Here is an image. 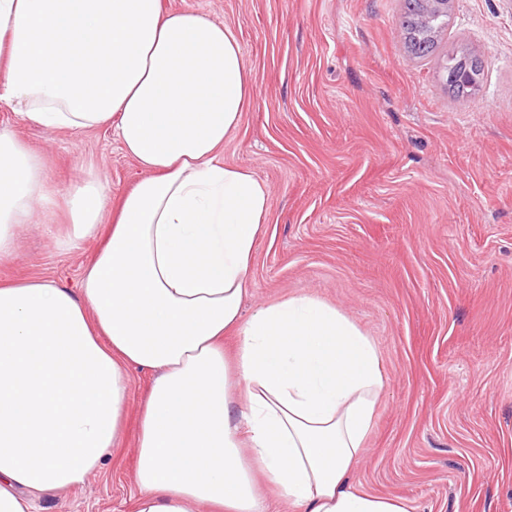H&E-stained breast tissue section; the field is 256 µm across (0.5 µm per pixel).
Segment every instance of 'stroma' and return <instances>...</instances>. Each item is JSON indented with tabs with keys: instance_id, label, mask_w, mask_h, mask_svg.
Segmentation results:
<instances>
[{
	"instance_id": "stroma-1",
	"label": "stroma",
	"mask_w": 512,
	"mask_h": 512,
	"mask_svg": "<svg viewBox=\"0 0 512 512\" xmlns=\"http://www.w3.org/2000/svg\"><path fill=\"white\" fill-rule=\"evenodd\" d=\"M230 26L255 84L223 159L271 190L245 312L310 293L379 350L388 390L353 480L411 512H512V0H455L439 54L401 46V0H162ZM486 61L471 99L449 97V49ZM63 190L86 168L113 200L144 176L108 128L50 132L0 106ZM38 211L0 281L78 292L98 248L58 251ZM121 440L101 471L36 512H130L139 407L132 368Z\"/></svg>"
}]
</instances>
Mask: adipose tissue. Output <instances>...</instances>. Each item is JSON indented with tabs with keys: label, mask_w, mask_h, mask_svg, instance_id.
Returning <instances> with one entry per match:
<instances>
[{
	"label": "adipose tissue",
	"mask_w": 512,
	"mask_h": 512,
	"mask_svg": "<svg viewBox=\"0 0 512 512\" xmlns=\"http://www.w3.org/2000/svg\"><path fill=\"white\" fill-rule=\"evenodd\" d=\"M252 92L232 28L198 11L0 0V105L48 131L112 127L146 172L111 213L95 169L57 190L0 128V262L59 205V249L100 243L79 293L0 283V512L101 470L131 367L154 374L132 512H259L266 488L298 512H410L351 481L388 386L374 339L312 294L242 315L271 191L221 153Z\"/></svg>",
	"instance_id": "ef3b65f1"
}]
</instances>
